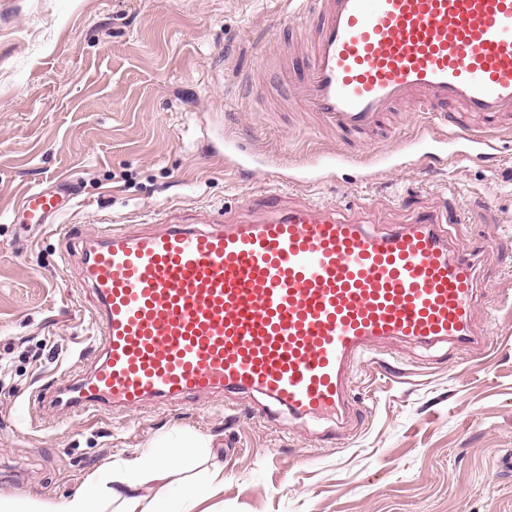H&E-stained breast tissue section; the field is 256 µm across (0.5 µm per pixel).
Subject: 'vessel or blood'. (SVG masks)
<instances>
[{
	"label": "vessel or blood",
	"instance_id": "vessel-or-blood-1",
	"mask_svg": "<svg viewBox=\"0 0 512 512\" xmlns=\"http://www.w3.org/2000/svg\"><path fill=\"white\" fill-rule=\"evenodd\" d=\"M302 43L272 62L301 111L342 139L378 133L395 106L426 118L399 155L365 144L326 168L378 174L399 157L483 160L512 127V0H316ZM28 223L62 211L55 192L26 191ZM457 215L375 230L303 203L222 224L103 227L79 243L99 354L89 372L52 382L66 417L177 406L216 392L257 393L256 413L325 421L315 442L352 418L350 376L395 342L484 348L475 323L483 249L448 237Z\"/></svg>",
	"mask_w": 512,
	"mask_h": 512
}]
</instances>
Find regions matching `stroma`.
I'll return each mask as SVG.
<instances>
[{
	"mask_svg": "<svg viewBox=\"0 0 512 512\" xmlns=\"http://www.w3.org/2000/svg\"><path fill=\"white\" fill-rule=\"evenodd\" d=\"M310 0H0V493L57 512L87 475L161 434L212 442L198 470L224 468L205 512H512V133L493 158L441 155L362 183L346 170L282 182L344 150L309 130L267 54L301 36ZM261 164L228 169L225 136ZM59 191L74 235L104 224L247 216L267 201L318 200L363 224L455 211L457 248L489 245L478 314L487 348L392 345L396 373L359 367L352 429L315 445L293 420L274 428L250 396L213 395L81 422L39 395L91 365L93 296L50 224L14 213L29 189Z\"/></svg>",
	"mask_w": 512,
	"mask_h": 512,
	"instance_id": "35a3bbf8",
	"label": "stroma"
}]
</instances>
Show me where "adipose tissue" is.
Here are the masks:
<instances>
[{"instance_id": "ef3b65f1", "label": "adipose tissue", "mask_w": 512, "mask_h": 512, "mask_svg": "<svg viewBox=\"0 0 512 512\" xmlns=\"http://www.w3.org/2000/svg\"><path fill=\"white\" fill-rule=\"evenodd\" d=\"M200 435L159 436L121 465H103L60 506V512H194L224 488V469L205 470L199 479L181 480L176 470H191L199 449L209 447ZM155 484L147 492V484Z\"/></svg>"}]
</instances>
